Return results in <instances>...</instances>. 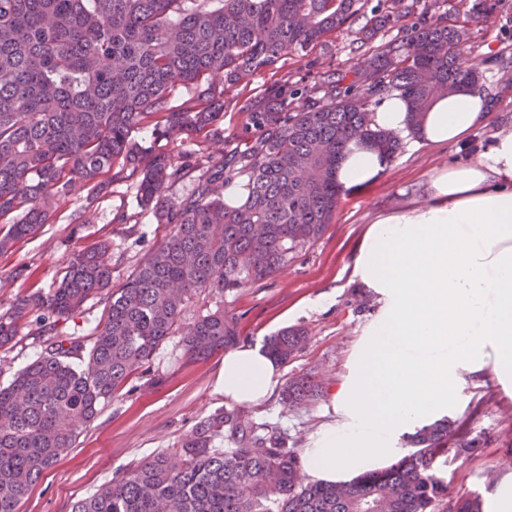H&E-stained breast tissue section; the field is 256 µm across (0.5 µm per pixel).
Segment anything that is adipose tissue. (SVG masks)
Listing matches in <instances>:
<instances>
[{
  "label": "adipose tissue",
  "mask_w": 512,
  "mask_h": 512,
  "mask_svg": "<svg viewBox=\"0 0 512 512\" xmlns=\"http://www.w3.org/2000/svg\"><path fill=\"white\" fill-rule=\"evenodd\" d=\"M410 110L406 97L388 91L372 126L410 146L455 145L493 117L478 84L438 96L419 126ZM387 165L376 148L354 141L336 180L362 188ZM350 281L376 309L332 396L335 420L302 454L304 472L319 482L349 481L400 454L404 435L454 415L462 391L485 370L512 388V122L500 124L474 158L379 212L359 242ZM281 384L279 362L260 344L225 352L219 388L227 401L255 404Z\"/></svg>",
  "instance_id": "obj_1"
}]
</instances>
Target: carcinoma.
Wrapping results in <instances>:
<instances>
[{"label":"carcinoma","mask_w":512,"mask_h":512,"mask_svg":"<svg viewBox=\"0 0 512 512\" xmlns=\"http://www.w3.org/2000/svg\"><path fill=\"white\" fill-rule=\"evenodd\" d=\"M0 0V220L10 228L0 250L50 222L58 197L81 185L100 194L119 163L139 175V206L161 224L167 240L125 284L112 289L109 245L74 254L48 295L18 297L0 317V348L37 312L42 320L106 300L105 322L90 345L55 339L45 353L0 387V512H16L32 485L75 446L101 403L175 333L185 304L199 291L218 294L265 280L297 250L320 239L339 205L336 167L352 140L392 158L394 135L372 127L370 102L396 89L407 96L418 125L432 99L477 82L459 59L470 41L454 21L421 20L412 0ZM359 43L386 28L411 30L405 49L388 44L357 63L361 89L327 82V99L277 84L250 108L252 144L229 163L207 156L181 165L167 152L143 149L133 133L157 117L155 140L174 141L188 129L220 136L224 90L275 69L347 24ZM220 77L205 101L169 104L177 84ZM303 107L289 111L288 97ZM196 174L191 194L171 200L165 189ZM245 178V201L224 202V186ZM184 345L194 357L232 349L238 318L216 311L189 325ZM302 326L278 330L267 351L286 364L307 341ZM79 359L76 365L73 359ZM311 374L286 383L288 406L317 399ZM224 438L230 447L217 448ZM410 450L387 467L328 484L299 481V453L284 433L247 427L236 409L201 421L175 454L135 465L71 512H482L477 495L448 498L434 470L472 454L481 436L456 419L429 423L407 436Z\"/></svg>","instance_id":"cac0c4a2"}]
</instances>
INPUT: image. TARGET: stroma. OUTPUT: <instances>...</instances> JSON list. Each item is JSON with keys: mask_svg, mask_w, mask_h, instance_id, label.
I'll return each mask as SVG.
<instances>
[{"mask_svg": "<svg viewBox=\"0 0 512 512\" xmlns=\"http://www.w3.org/2000/svg\"><path fill=\"white\" fill-rule=\"evenodd\" d=\"M474 2L419 0L416 10L468 22L471 39L462 50L463 60L477 62L479 76L492 94L495 121L511 122L512 0H488L490 9L483 14L472 12ZM401 40V33L392 28L379 34L376 42L360 46L352 29H340L326 43L289 54L277 69L225 93L222 140L188 133L165 150L178 164L191 155L232 159L248 144L247 105L263 99L272 85L286 81L319 93L328 78L348 72L378 46ZM488 137L482 131L461 146L400 148L378 181L342 193L325 234L299 250L287 267L249 287L221 296L201 293L187 303L183 314L187 323L218 309L238 317L244 344L263 342L287 326H302L309 332L302 351L284 365L283 376L318 374L324 381L323 396L298 407L285 406L277 397L240 406L243 424L275 426L287 435L289 447L300 450L320 424L333 419L332 395L373 313L372 307L361 304L357 288L349 282L356 246L367 225L378 210L398 202V189L465 159ZM138 184V175L124 172L113 177L103 194L81 188L58 198L49 224L0 253V314L9 312L17 295L51 294L73 252L104 240L110 243L112 284L121 287L172 231L171 225L140 212ZM324 294L332 295V302L316 306V299ZM47 343V334L35 321L0 349V386L8 385ZM223 358L219 351L196 360L186 354L182 336L165 340L123 389L100 406L96 417L83 426L74 448L38 480L18 512H71L77 500L92 495L118 473L159 452H174L200 421L224 408V394L218 388ZM457 415L472 433L483 435L485 445L472 456L437 468L436 474L447 482L449 497L474 493L488 497L497 483L512 478V395L494 374H486L478 386L463 392Z\"/></svg>", "mask_w": 512, "mask_h": 512, "instance_id": "1", "label": "stroma"}]
</instances>
